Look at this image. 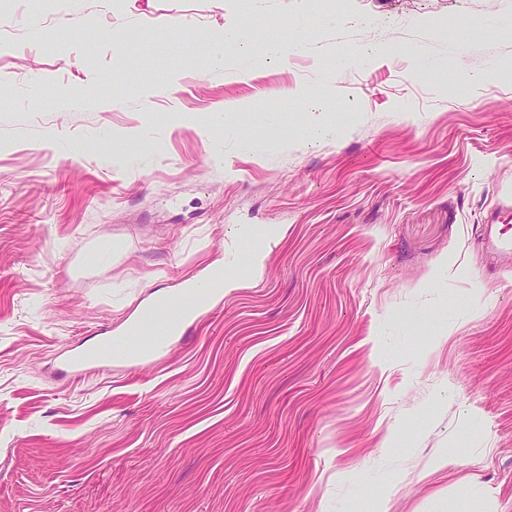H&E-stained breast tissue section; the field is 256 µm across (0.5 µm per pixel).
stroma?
Returning a JSON list of instances; mask_svg holds the SVG:
<instances>
[{
  "label": "stroma",
  "instance_id": "obj_1",
  "mask_svg": "<svg viewBox=\"0 0 512 512\" xmlns=\"http://www.w3.org/2000/svg\"><path fill=\"white\" fill-rule=\"evenodd\" d=\"M509 191L512 0H0V512H512ZM205 41L211 51L212 65L220 69L223 68L224 47L238 43L240 41V34L233 30H224L219 35L205 37ZM512 210V197L504 194L498 207L491 210L484 224L483 245L486 250L495 253L498 260L508 264L512 261V235L509 227H500L509 221ZM187 300L170 296L158 305L160 317H146L135 322L125 336H103L96 346L78 350L68 361L76 373L102 367L112 356L133 358L144 352H160L175 338L183 335L185 325L195 318L199 309L209 304L213 294L206 285L187 284Z\"/></svg>",
  "mask_w": 512,
  "mask_h": 512
}]
</instances>
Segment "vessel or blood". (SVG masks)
I'll use <instances>...</instances> for the list:
<instances>
[{
	"label": "vessel or blood",
	"instance_id": "1",
	"mask_svg": "<svg viewBox=\"0 0 512 512\" xmlns=\"http://www.w3.org/2000/svg\"><path fill=\"white\" fill-rule=\"evenodd\" d=\"M512 220V196L503 195L498 207L491 210L484 224L483 245L501 262L512 261V230L507 223ZM185 297H168L158 305L159 318L147 317L135 322L126 335L102 337L94 346L78 350L68 364L75 372L101 367L111 363L113 356L128 358L146 352H159L176 337L182 335L185 325L195 318L199 309L209 304L212 291L195 283L187 285Z\"/></svg>",
	"mask_w": 512,
	"mask_h": 512
}]
</instances>
